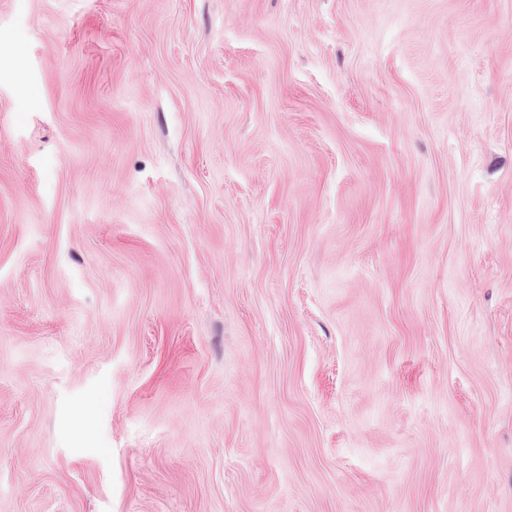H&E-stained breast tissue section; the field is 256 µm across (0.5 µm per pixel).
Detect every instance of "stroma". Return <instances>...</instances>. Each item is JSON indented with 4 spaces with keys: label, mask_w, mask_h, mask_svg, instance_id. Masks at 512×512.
<instances>
[{
    "label": "stroma",
    "mask_w": 512,
    "mask_h": 512,
    "mask_svg": "<svg viewBox=\"0 0 512 512\" xmlns=\"http://www.w3.org/2000/svg\"><path fill=\"white\" fill-rule=\"evenodd\" d=\"M0 512H512V0H0Z\"/></svg>",
    "instance_id": "obj_1"
}]
</instances>
